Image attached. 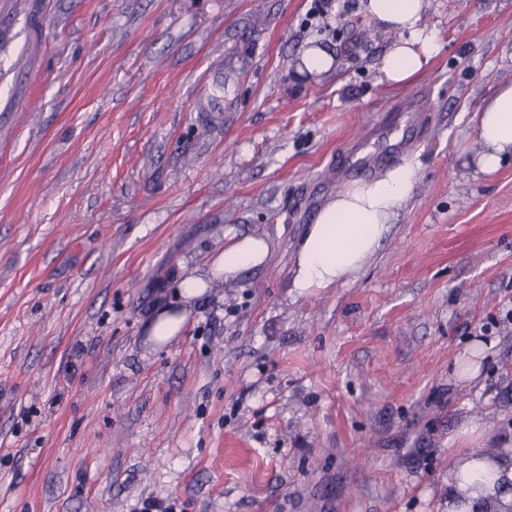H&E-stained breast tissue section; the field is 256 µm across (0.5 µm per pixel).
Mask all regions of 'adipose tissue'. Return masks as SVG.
Wrapping results in <instances>:
<instances>
[{"mask_svg": "<svg viewBox=\"0 0 512 512\" xmlns=\"http://www.w3.org/2000/svg\"><path fill=\"white\" fill-rule=\"evenodd\" d=\"M428 0H368L366 10L383 29L398 33L379 64L380 79L391 86L410 82L441 50L436 33L422 17ZM481 146L477 164L484 173L512 160V82L472 116ZM415 170L403 164L368 182H358L331 196L307 227L296 252L292 286L299 293L353 281L379 249L392 217L408 201ZM270 244L260 235L233 238L205 272L185 271L175 283L174 297L156 308L147 324L150 336L165 342L187 319L183 304L221 287L245 270L262 267Z\"/></svg>", "mask_w": 512, "mask_h": 512, "instance_id": "adipose-tissue-1", "label": "adipose tissue"}]
</instances>
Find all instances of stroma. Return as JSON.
Listing matches in <instances>:
<instances>
[{"label": "stroma", "mask_w": 512, "mask_h": 512, "mask_svg": "<svg viewBox=\"0 0 512 512\" xmlns=\"http://www.w3.org/2000/svg\"><path fill=\"white\" fill-rule=\"evenodd\" d=\"M310 6L0 0V512H448L456 465L512 448V163L480 172L470 122L512 81V0H429L442 49L398 88L363 0L322 30ZM310 46L337 67L307 72ZM219 61L214 122L194 93ZM418 90L409 200L354 281L298 293L343 147ZM234 234L267 263L147 336Z\"/></svg>", "instance_id": "35a3bbf8"}]
</instances>
